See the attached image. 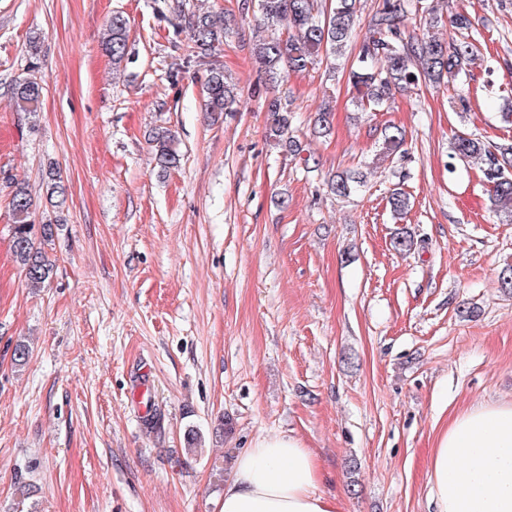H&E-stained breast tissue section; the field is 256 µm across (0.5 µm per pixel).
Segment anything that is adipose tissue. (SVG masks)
I'll use <instances>...</instances> for the list:
<instances>
[{
  "label": "adipose tissue",
  "mask_w": 512,
  "mask_h": 512,
  "mask_svg": "<svg viewBox=\"0 0 512 512\" xmlns=\"http://www.w3.org/2000/svg\"><path fill=\"white\" fill-rule=\"evenodd\" d=\"M436 512H512V403L455 418L429 465ZM315 454L295 437L258 439L235 460L220 512H339L318 490Z\"/></svg>",
  "instance_id": "1"
}]
</instances>
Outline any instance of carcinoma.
Segmentation results:
<instances>
[{
	"label": "carcinoma",
	"instance_id": "1",
	"mask_svg": "<svg viewBox=\"0 0 512 512\" xmlns=\"http://www.w3.org/2000/svg\"><path fill=\"white\" fill-rule=\"evenodd\" d=\"M258 7L260 17L270 27L284 26L292 30L285 38L271 36L253 44L252 54L263 76L265 88L275 90L283 75L304 72L322 60V57H342L349 52L355 36L359 0H242L241 10ZM412 7L411 0H382L356 53V66L349 78L357 106L367 111L390 108L397 91H405L426 82L455 81L469 75L473 45L467 41H446L434 35H420L401 29L400 22ZM233 19L217 24L208 13L191 14L184 18L180 32L185 34L197 56L211 54L223 43ZM109 36L104 49L115 65L128 55L127 20L115 13L108 26ZM43 92L42 84L32 78L18 82L13 88V101L20 112H35ZM241 100L237 88L224 76V70H210L207 82L206 111L211 114L236 112ZM266 136L274 146L295 157L302 151L301 141L290 132L291 111L281 97L273 95L267 100ZM332 112L324 108L317 113L313 133L324 136L330 132ZM158 172L166 174L179 166L181 154L175 134L168 128H159L153 136ZM405 131L388 125L382 131L381 154L405 155ZM453 160H478L489 186L492 211L512 222V146H493L475 134L461 133L451 143ZM362 183V175L343 170L326 183L327 192L337 198H348ZM389 203L397 217L410 209L409 195L396 188ZM13 215V251L25 279L32 287L47 281L53 271L41 245L52 240L53 224H35L31 221L33 201L25 186H16L11 197Z\"/></svg>",
	"mask_w": 512,
	"mask_h": 512
}]
</instances>
